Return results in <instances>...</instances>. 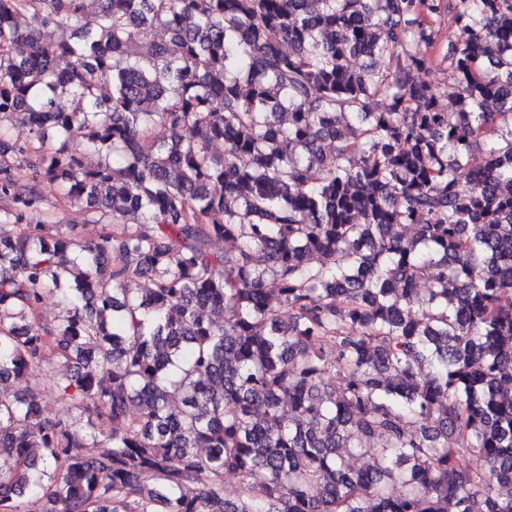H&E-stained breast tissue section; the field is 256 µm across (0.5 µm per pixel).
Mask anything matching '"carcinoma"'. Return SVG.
<instances>
[{"label":"carcinoma","instance_id":"obj_1","mask_svg":"<svg viewBox=\"0 0 512 512\" xmlns=\"http://www.w3.org/2000/svg\"><path fill=\"white\" fill-rule=\"evenodd\" d=\"M2 221L0 512H512V0H0ZM59 217L64 218L63 224L75 225V231L85 239H93L96 237L97 228L93 224L87 222V216L78 208L69 205L60 204ZM60 369L58 359L50 356L43 367L44 385L40 390L39 403L43 416L60 419H72L76 414L68 400L62 398L55 388L50 387L49 379Z\"/></svg>","mask_w":512,"mask_h":512}]
</instances>
